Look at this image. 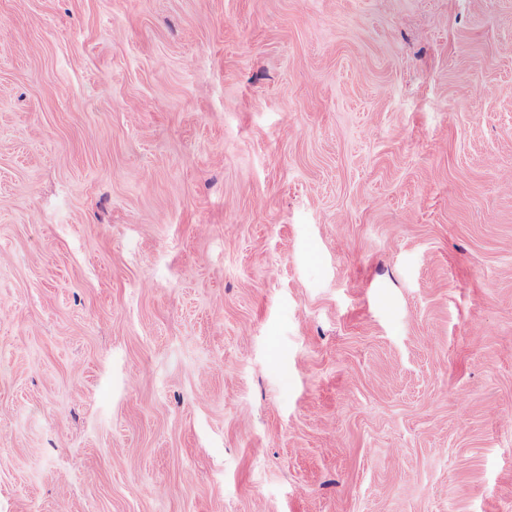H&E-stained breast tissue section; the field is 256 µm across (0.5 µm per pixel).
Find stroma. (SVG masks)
Masks as SVG:
<instances>
[{
    "instance_id": "35a3bbf8",
    "label": "stroma",
    "mask_w": 512,
    "mask_h": 512,
    "mask_svg": "<svg viewBox=\"0 0 512 512\" xmlns=\"http://www.w3.org/2000/svg\"><path fill=\"white\" fill-rule=\"evenodd\" d=\"M512 0H0V512H512Z\"/></svg>"
}]
</instances>
